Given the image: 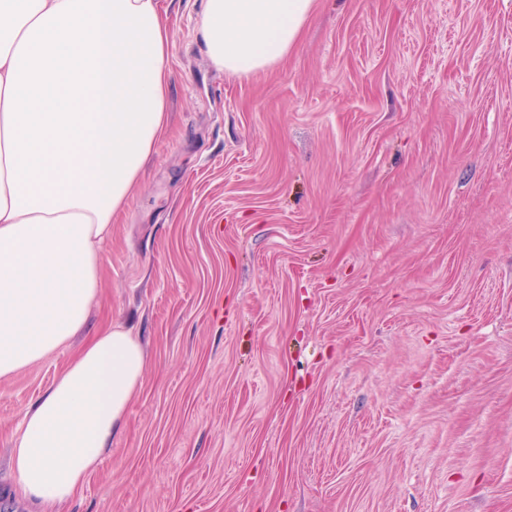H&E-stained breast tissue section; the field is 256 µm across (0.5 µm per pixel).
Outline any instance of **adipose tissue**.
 I'll list each match as a JSON object with an SVG mask.
<instances>
[{
    "mask_svg": "<svg viewBox=\"0 0 512 512\" xmlns=\"http://www.w3.org/2000/svg\"><path fill=\"white\" fill-rule=\"evenodd\" d=\"M315 0H204L212 65L281 61ZM172 33L159 0H0V379L83 335L112 222L168 128ZM146 369L138 339L99 329L26 412L19 495L68 503L112 449Z\"/></svg>",
    "mask_w": 512,
    "mask_h": 512,
    "instance_id": "1",
    "label": "adipose tissue"
}]
</instances>
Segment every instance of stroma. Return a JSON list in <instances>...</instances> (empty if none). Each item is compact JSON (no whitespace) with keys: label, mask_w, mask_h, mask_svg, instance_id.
Here are the masks:
<instances>
[{"label":"stroma","mask_w":512,"mask_h":512,"mask_svg":"<svg viewBox=\"0 0 512 512\" xmlns=\"http://www.w3.org/2000/svg\"><path fill=\"white\" fill-rule=\"evenodd\" d=\"M203 2L89 318L147 369L62 512H512V0H317L243 78ZM83 343L0 380V512Z\"/></svg>","instance_id":"35a3bbf8"}]
</instances>
